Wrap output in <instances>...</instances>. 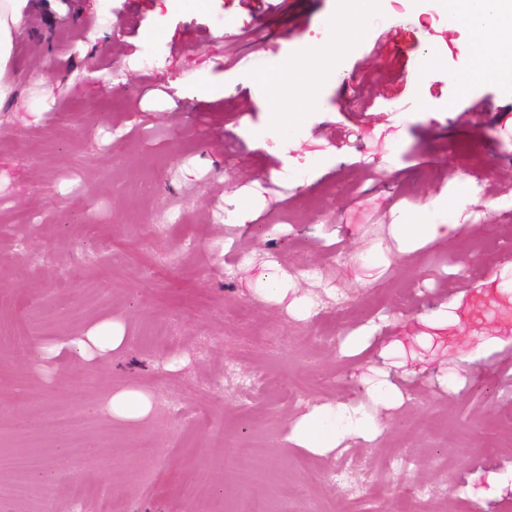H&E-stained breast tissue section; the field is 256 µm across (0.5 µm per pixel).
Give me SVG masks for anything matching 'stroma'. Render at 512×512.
Masks as SVG:
<instances>
[{
	"label": "stroma",
	"instance_id": "stroma-1",
	"mask_svg": "<svg viewBox=\"0 0 512 512\" xmlns=\"http://www.w3.org/2000/svg\"><path fill=\"white\" fill-rule=\"evenodd\" d=\"M335 6L283 0L254 21L246 0H30L0 100V439L50 460L56 494L0 499V512H100L92 497L72 506L77 481L129 512H192L202 494L245 512L211 462L218 434L229 450L252 446L238 469L273 512H512V335L495 310L474 324L462 314L474 294L512 298V213L496 205L512 130L490 147L485 124L462 116L482 98L512 105V83L461 84L474 47L414 13L448 67L417 92L426 111H393L403 61H366L405 3L382 0L340 61L355 98L328 88L298 146L243 138L242 125L269 119L244 79L322 39ZM147 49L156 65L140 64ZM203 82L216 99L199 98ZM460 178L470 193L456 236L405 249L395 225ZM255 184L263 202L225 223ZM23 237L35 257L15 256ZM246 261L256 274L274 266L302 306L248 285ZM50 266L68 278L48 281ZM438 311L447 325L421 323ZM110 322L125 342L108 356L62 350ZM254 374L282 394L251 388ZM362 374L392 386L386 405ZM84 377L94 386L74 397ZM123 389L150 397L145 419L113 417ZM324 406L378 427L307 447L301 429ZM63 414L70 429L53 424ZM493 480L500 493L485 495Z\"/></svg>",
	"mask_w": 512,
	"mask_h": 512
}]
</instances>
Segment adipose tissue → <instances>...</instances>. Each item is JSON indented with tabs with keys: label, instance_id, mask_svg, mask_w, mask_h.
<instances>
[{
	"label": "adipose tissue",
	"instance_id": "ef3b65f1",
	"mask_svg": "<svg viewBox=\"0 0 512 512\" xmlns=\"http://www.w3.org/2000/svg\"><path fill=\"white\" fill-rule=\"evenodd\" d=\"M375 2L347 0L345 6L325 13L320 19L325 41L297 43L277 66L247 79V87L261 88L270 123L264 128L244 129V136L299 142L305 112L319 108L325 88L338 84L342 75L338 60L367 31ZM28 9L29 0H0V77L12 61L19 24ZM439 11L442 26L466 31L480 45L490 68L502 79H512V0H439ZM468 192L463 181L457 197L431 198L410 214L406 223L396 225L398 236L408 245L419 239L448 240L457 229L448 217ZM376 428L371 416L355 419L344 410L325 407L304 424L302 432L308 447L330 448L342 435Z\"/></svg>",
	"mask_w": 512,
	"mask_h": 512
}]
</instances>
